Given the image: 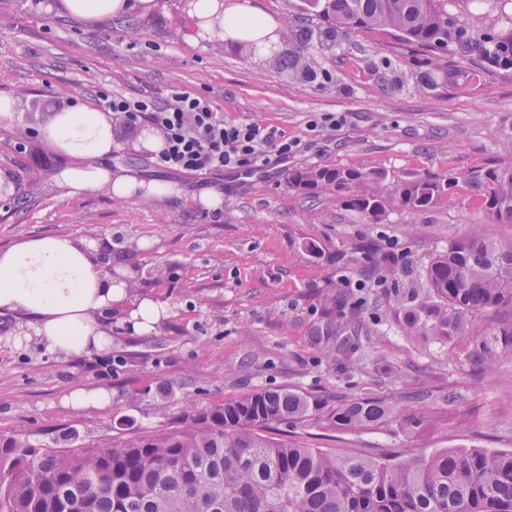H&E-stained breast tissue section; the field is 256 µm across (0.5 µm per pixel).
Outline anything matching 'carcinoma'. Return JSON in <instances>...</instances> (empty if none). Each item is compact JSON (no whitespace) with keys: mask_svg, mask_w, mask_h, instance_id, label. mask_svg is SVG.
I'll use <instances>...</instances> for the list:
<instances>
[{"mask_svg":"<svg viewBox=\"0 0 512 512\" xmlns=\"http://www.w3.org/2000/svg\"><path fill=\"white\" fill-rule=\"evenodd\" d=\"M313 15L285 22L290 70L312 81L323 69L312 57L334 47L338 32L388 31L424 50L429 82L460 79L445 58L512 70V0H308ZM357 168L288 174L298 191L327 192L375 223L390 207L425 212L463 181L478 192L490 224H512V165L480 166L466 175L396 177ZM365 261L393 263L380 241L357 247ZM407 335L450 343L463 336H502L480 356L482 368L512 363V237L481 233L435 255L421 287L400 300ZM312 403L282 389L243 394L200 409L185 425L106 437L77 449L35 445L22 433L0 435V512H512V451L443 450L415 456L340 455L268 435L277 424L305 422ZM396 421L406 434L431 422L426 405L404 410L366 397L336 408L331 425L367 429Z\"/></svg>","mask_w":512,"mask_h":512,"instance_id":"1","label":"carcinoma"}]
</instances>
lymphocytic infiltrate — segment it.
Instances as JSON below:
<instances>
[{
  "label": "lymphocytic infiltrate",
  "mask_w": 512,
  "mask_h": 512,
  "mask_svg": "<svg viewBox=\"0 0 512 512\" xmlns=\"http://www.w3.org/2000/svg\"><path fill=\"white\" fill-rule=\"evenodd\" d=\"M103 107L124 115L130 125L146 122L162 132L158 167L184 174L250 171L288 159L299 148L276 127L225 121L207 100L178 89L167 100L151 95H102Z\"/></svg>",
  "instance_id": "obj_1"
}]
</instances>
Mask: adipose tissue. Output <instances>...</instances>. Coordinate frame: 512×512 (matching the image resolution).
<instances>
[{"label": "adipose tissue", "instance_id": "ef3b65f1", "mask_svg": "<svg viewBox=\"0 0 512 512\" xmlns=\"http://www.w3.org/2000/svg\"><path fill=\"white\" fill-rule=\"evenodd\" d=\"M155 0H59L57 13L87 22L136 12L148 14ZM183 11L199 20L209 38L239 43L255 40L259 56L271 55L280 39L279 20L262 15L246 0H185ZM52 145L73 157L58 182L68 194L104 189L118 199L138 191L156 197L175 196L174 187L142 184L125 174L100 167L99 158L114 146L110 113L84 107L55 113L43 129ZM136 333L155 331L172 314L168 303L134 293L125 268H113L100 242L70 235L22 238L0 250V313H25L6 340L20 348L37 344L64 358L99 355L112 348V315Z\"/></svg>", "mask_w": 512, "mask_h": 512}]
</instances>
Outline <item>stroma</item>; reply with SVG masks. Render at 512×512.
Segmentation results:
<instances>
[{
    "label": "stroma",
    "instance_id": "35a3bbf8",
    "mask_svg": "<svg viewBox=\"0 0 512 512\" xmlns=\"http://www.w3.org/2000/svg\"><path fill=\"white\" fill-rule=\"evenodd\" d=\"M57 0H0V97L17 111L0 120V250L19 239L71 235L105 240L132 267L134 287L169 301L173 313L138 335L112 324L110 351L82 361L34 347H0V435L32 443L69 439L90 446L104 436L170 427L186 399L204 408L243 393L282 388L316 403L311 420L276 425L273 437L340 454L409 448L512 450V364L479 373L493 336L456 344L406 335L400 293L431 257L474 232L512 235L483 221L478 198L461 184L429 211L386 210L370 224L329 194L288 185L301 168L354 167L385 173L460 175L512 162L498 139L512 128V72L467 67L460 83H420L426 57L385 31L339 36L310 82L279 59L246 58L238 47L197 37L181 0H156L147 16L96 25L50 13ZM180 89L208 100L225 121H260L301 142L287 162L261 171L172 174L139 147L143 127L113 116L116 146L102 166L176 185L168 199L120 201L106 191L67 194L57 176L71 161L41 136L52 114L95 108L101 94L166 98ZM313 112L346 121L310 130ZM218 194L213 211L199 198ZM391 240L406 254L394 272L362 262L364 240ZM364 280L342 287L341 274ZM365 303L360 326L351 303ZM111 392L103 410L61 403L71 389ZM422 394L434 420L406 437L397 423L357 431L332 427L346 400L376 397L401 406Z\"/></svg>",
    "mask_w": 512,
    "mask_h": 512
}]
</instances>
